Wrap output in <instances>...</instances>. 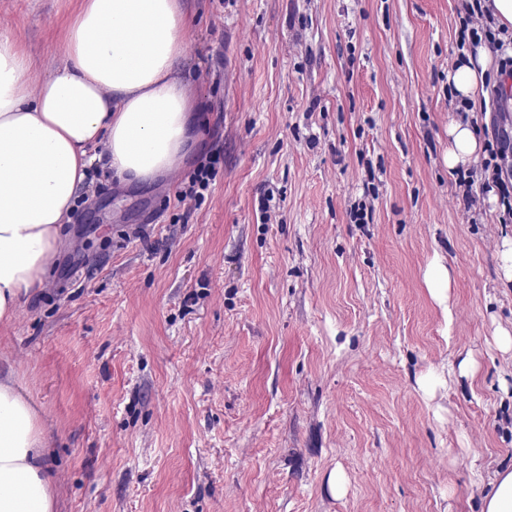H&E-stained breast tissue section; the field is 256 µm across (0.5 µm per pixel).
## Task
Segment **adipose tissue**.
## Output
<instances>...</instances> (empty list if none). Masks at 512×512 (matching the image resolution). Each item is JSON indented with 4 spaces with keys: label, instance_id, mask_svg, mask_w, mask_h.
Here are the masks:
<instances>
[{
    "label": "adipose tissue",
    "instance_id": "1",
    "mask_svg": "<svg viewBox=\"0 0 512 512\" xmlns=\"http://www.w3.org/2000/svg\"><path fill=\"white\" fill-rule=\"evenodd\" d=\"M186 17L185 0H83L46 75L19 40H0V324L43 286L91 148L120 181L149 184L199 139ZM489 61L480 46L449 71L459 97L478 102ZM48 448L38 408L0 368V512H55Z\"/></svg>",
    "mask_w": 512,
    "mask_h": 512
}]
</instances>
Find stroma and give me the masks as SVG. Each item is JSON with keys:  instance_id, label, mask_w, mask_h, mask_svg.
<instances>
[{"instance_id": "1", "label": "stroma", "mask_w": 512, "mask_h": 512, "mask_svg": "<svg viewBox=\"0 0 512 512\" xmlns=\"http://www.w3.org/2000/svg\"><path fill=\"white\" fill-rule=\"evenodd\" d=\"M80 4L0 0V38L49 73ZM187 4L198 145L145 188L91 169L0 325L57 512H481L473 470L512 465V223L494 194L465 213L448 170L464 0ZM219 158L220 155L209 156V158L201 161L197 168L193 170L189 176L188 188L176 191L175 198L179 206L185 205L187 199L194 200L196 206L201 204V201L203 202L204 194L195 188L198 187L200 190H206L209 187L210 181L213 180L215 175V164L218 163Z\"/></svg>"}]
</instances>
